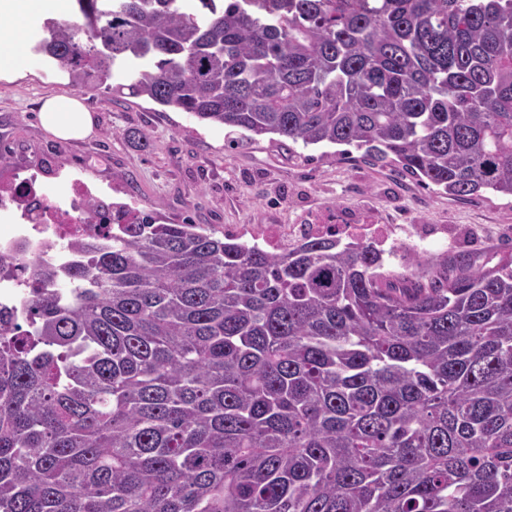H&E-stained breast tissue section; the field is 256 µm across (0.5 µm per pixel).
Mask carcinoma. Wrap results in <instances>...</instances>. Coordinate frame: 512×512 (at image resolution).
I'll use <instances>...</instances> for the list:
<instances>
[{"label": "carcinoma", "instance_id": "obj_1", "mask_svg": "<svg viewBox=\"0 0 512 512\" xmlns=\"http://www.w3.org/2000/svg\"><path fill=\"white\" fill-rule=\"evenodd\" d=\"M82 90L512 196V0H75ZM0 252V512H512V253L270 251L153 212Z\"/></svg>", "mask_w": 512, "mask_h": 512}]
</instances>
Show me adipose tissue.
<instances>
[{
	"mask_svg": "<svg viewBox=\"0 0 512 512\" xmlns=\"http://www.w3.org/2000/svg\"><path fill=\"white\" fill-rule=\"evenodd\" d=\"M68 0H0V78L23 75L29 66L28 47L32 21L46 13L64 11ZM45 128L62 139L88 136L94 118L81 101L74 96L60 95L47 98L41 108Z\"/></svg>",
	"mask_w": 512,
	"mask_h": 512,
	"instance_id": "ef3b65f1",
	"label": "adipose tissue"
}]
</instances>
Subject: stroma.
I'll use <instances>...</instances> for the list:
<instances>
[{
  "mask_svg": "<svg viewBox=\"0 0 512 512\" xmlns=\"http://www.w3.org/2000/svg\"><path fill=\"white\" fill-rule=\"evenodd\" d=\"M76 93L95 120L93 134L64 141L40 120L42 98ZM132 131L150 145L132 146ZM0 170L21 179L36 175L45 188L77 179L101 198L134 211H157L171 224H196L223 235L228 224H297L345 208L367 224H389L400 241L386 270L404 271L413 254L409 231L436 228L429 256L460 253L482 263L512 237V198L487 195L457 200L424 186L392 165L383 169L357 159L348 145L279 146L271 136L239 140L223 127L142 98L113 101L97 88L73 90L67 75L43 55L31 54L23 77L0 79Z\"/></svg>",
  "mask_w": 512,
  "mask_h": 512,
  "instance_id": "stroma-1",
  "label": "stroma"
}]
</instances>
